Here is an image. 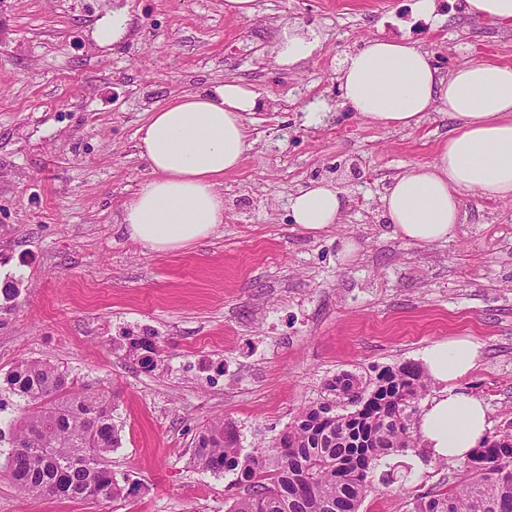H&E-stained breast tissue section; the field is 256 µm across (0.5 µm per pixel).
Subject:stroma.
<instances>
[{
	"mask_svg": "<svg viewBox=\"0 0 512 512\" xmlns=\"http://www.w3.org/2000/svg\"><path fill=\"white\" fill-rule=\"evenodd\" d=\"M224 2L0 0V373L47 360L110 386L121 444L109 463L139 485L68 501L29 497L0 474V512H225L230 477L190 459L201 425L224 418L252 450L302 407L347 410L327 389L337 375L365 381L457 336L481 346L464 384L490 433L512 431V200L467 194L444 242L396 235L380 202L391 178L432 163L456 122L431 112L411 129L370 124L342 106L336 80L375 36L428 50L443 77L472 61L512 65V26L457 0H437L429 21L414 0H255L249 19ZM117 9L128 31L99 46L96 24ZM287 30L320 42L295 70L272 56ZM231 79L261 106L246 118L251 148L224 175L223 224L172 252L129 240L118 216L151 176L138 129L155 105ZM314 181L338 186L348 207L309 232L288 204ZM146 330L160 345L150 370L123 348ZM389 463L396 482L360 512H407L412 495L455 485L461 465L422 445Z\"/></svg>",
	"mask_w": 512,
	"mask_h": 512,
	"instance_id": "obj_1",
	"label": "stroma"
}]
</instances>
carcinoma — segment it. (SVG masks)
I'll return each mask as SVG.
<instances>
[{"instance_id": "obj_1", "label": "carcinoma", "mask_w": 512, "mask_h": 512, "mask_svg": "<svg viewBox=\"0 0 512 512\" xmlns=\"http://www.w3.org/2000/svg\"><path fill=\"white\" fill-rule=\"evenodd\" d=\"M127 340L128 355L145 369L156 366L155 334ZM4 382L25 401L4 469L26 495L98 501L138 491L107 464L120 445L115 394L90 384L77 388L49 361L22 360ZM372 386L363 409L337 414L327 403L307 406L269 447L248 454L224 418H214L197 432L193 462L216 476H235L225 512H359L375 473L390 483V472H379L387 458L417 447L411 415L430 380L409 361L378 372ZM462 468L464 477L450 489L414 495L409 512H512V432L486 439Z\"/></svg>"}]
</instances>
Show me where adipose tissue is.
<instances>
[{"label":"adipose tissue","instance_id":"ef3b65f1","mask_svg":"<svg viewBox=\"0 0 512 512\" xmlns=\"http://www.w3.org/2000/svg\"><path fill=\"white\" fill-rule=\"evenodd\" d=\"M338 80L344 107L371 124L413 128L434 111L458 122L433 163L398 175L383 195V215L397 235L421 245L445 241L467 193L512 199L511 65L475 61L442 78L427 50L374 37L346 55ZM257 107L255 92L235 80L155 107L137 143L151 176L123 208L125 235L167 252L223 223L222 180L251 147L245 118ZM347 205L338 186L323 182L289 201L293 222L313 232L339 223ZM480 355L479 344L466 336L434 342L421 353L439 387L420 420L433 459L469 456L486 437L488 409L461 385Z\"/></svg>","mask_w":512,"mask_h":512}]
</instances>
